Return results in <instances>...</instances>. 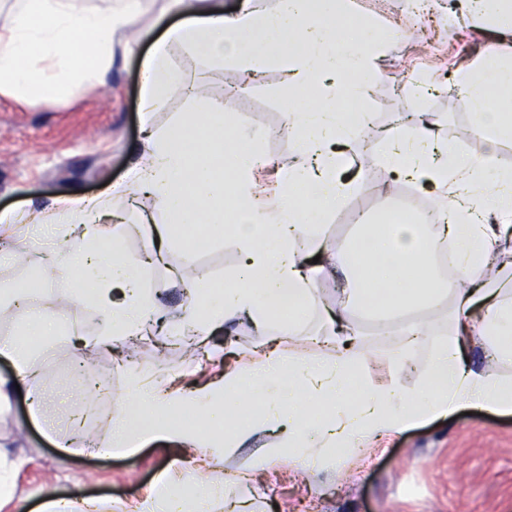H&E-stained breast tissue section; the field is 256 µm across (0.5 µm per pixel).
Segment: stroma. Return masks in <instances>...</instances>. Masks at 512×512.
<instances>
[{
    "instance_id": "obj_1",
    "label": "stroma",
    "mask_w": 512,
    "mask_h": 512,
    "mask_svg": "<svg viewBox=\"0 0 512 512\" xmlns=\"http://www.w3.org/2000/svg\"><path fill=\"white\" fill-rule=\"evenodd\" d=\"M358 4L362 14L376 16L384 29H398L402 35L378 61L380 79L362 106L370 113L371 124L358 128L346 157L348 166L363 168L366 181L345 208L319 228L321 239L333 251L358 236L357 224L350 221L354 210L363 209L380 219L402 202L403 195L386 191L389 173L369 146L373 129L388 128L397 113H426L462 155L478 158L487 153L484 140L460 137L459 128L471 126L476 107L452 83L460 69L478 64L490 49L512 44L489 31L478 36L467 25L417 16L409 0H358ZM164 5L165 0H146L143 34L119 48L106 87L63 100L50 111L0 95L1 216L44 209L61 198L110 195L128 176L145 123L167 127L191 108L192 97L220 101L227 89L242 81L237 68L214 66L189 46H172L171 58L193 92H170L164 107L145 117L140 110L141 67L159 34L154 22ZM432 42L440 44V54L429 53ZM422 77L434 85V92L411 97L414 81ZM285 98L280 71L269 67L239 102L241 125L281 124ZM155 209L154 200L147 197L126 206L128 220L141 225L139 232L121 240L126 254L140 256L150 248L152 234L142 220ZM10 230L5 246L17 257L14 263L0 266V279H29L39 257L35 249L24 246L25 226L14 224ZM197 235L206 241L202 249L187 253L171 246L163 263L149 273V287L163 291L159 322L128 339L123 351L89 352V366L98 375L92 400L112 402L113 408L124 402L129 371L123 361L130 350L136 354L140 373L152 380L204 383L223 371L232 352L249 353L265 345V337L245 324L229 333L171 335L168 321L187 303L182 289L169 284L171 269L190 268L203 279L224 282L238 263V253L228 240L208 238L203 226ZM53 353L61 369L43 378L44 411L51 426L33 415L26 394H12L0 405V448L17 463L11 473L12 494L0 500V512H32L50 493L75 502L94 497L112 512H131L161 478L179 480L181 453L163 439L141 444L129 455L60 456L57 441L71 431L68 403L80 392L65 374L74 361L71 341H56ZM112 410L102 412L88 431L90 437L110 434ZM251 454V449H238L209 474L210 481L223 485L225 499L246 502L248 512H297L306 500L312 503L311 512H512L511 414L475 409L468 415L458 411L425 422L380 440L351 457L345 468L323 470L310 482L299 477L288 458L277 457L258 480L237 483L235 476L248 470Z\"/></svg>"
}]
</instances>
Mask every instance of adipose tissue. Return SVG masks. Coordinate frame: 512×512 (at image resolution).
Here are the masks:
<instances>
[{"mask_svg":"<svg viewBox=\"0 0 512 512\" xmlns=\"http://www.w3.org/2000/svg\"><path fill=\"white\" fill-rule=\"evenodd\" d=\"M458 4L460 18H486L512 34V0ZM167 6L188 18L164 29L143 64L142 111L160 110L168 93L183 87L184 73L170 59L179 43L214 64L253 74L278 65L291 86L320 92L311 109L287 115L296 132L288 144L294 161L277 172L279 194L262 199L256 193L261 130H225L216 103L197 102L168 128L146 126L135 165L111 198H63L48 214L29 216L32 231L45 232L54 259L39 276H76L70 301L92 304L102 314L97 336L77 337L76 360H84L87 347L108 348L138 335L160 302V290L145 286L154 258L125 254L107 221L116 216L117 202L144 193L156 203L167 242L187 244L191 226L205 223L214 232H230L241 256L220 297L202 292L200 278L175 274L173 285L192 294L173 316L174 335L246 322L269 346L192 389L131 373L130 411L117 419L111 435L96 441L73 433L61 438L59 448L109 455L148 438L164 439L193 466L183 486L159 481L134 512H212L221 496L208 471L273 426L280 439L256 451L252 474L291 448L295 467L310 479L344 465L345 450L463 407L512 413V380L499 372L512 364V248L505 245L512 237V170L499 167L491 154L460 155L424 117L394 125L377 141L380 162L409 181L444 189L440 221L392 224L382 237L366 224L358 241L329 255L313 230L365 180L361 173L351 179L341 174L340 146L354 137L358 124L342 106L367 99L395 33L380 36L373 19L353 22L355 0H243L231 17L224 14V0H167ZM142 13L143 0H106L102 7L95 0H18L0 23V94L49 110L62 98L106 85L115 47L140 34ZM454 86L478 108L471 135L512 140V48L461 71ZM300 184L305 194L296 193ZM319 281L335 285V306L321 307ZM441 303L448 306L444 328L407 325L396 348L382 356L396 371L427 346L423 389L409 392L395 380H368L370 353L351 323L352 312L377 307L387 322ZM285 306L295 316L284 322L279 312ZM317 310L332 354L312 361L302 350L306 322ZM57 315V307L45 303L24 315L19 334L0 338V356L14 368L11 378L0 377V400L20 385L33 403H41L44 362L30 339L60 335ZM476 338L489 356L481 368L467 361ZM284 341L291 347L278 353ZM247 404L254 412L237 424ZM188 410L205 415L211 435L179 422Z\"/></svg>","mask_w":512,"mask_h":512,"instance_id":"obj_1","label":"adipose tissue"}]
</instances>
